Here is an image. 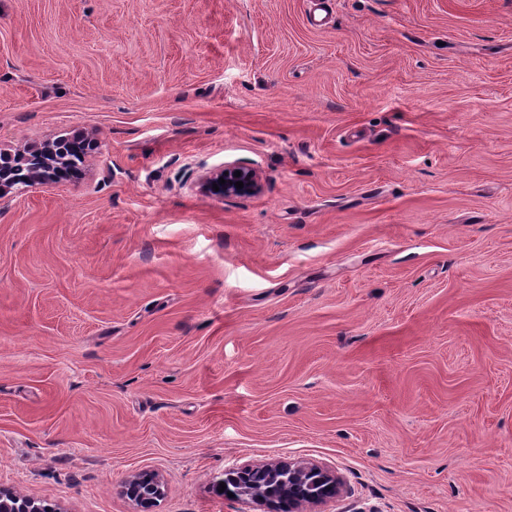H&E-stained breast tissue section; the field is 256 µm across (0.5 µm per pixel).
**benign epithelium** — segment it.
<instances>
[{
  "instance_id": "benign-epithelium-1",
  "label": "benign epithelium",
  "mask_w": 512,
  "mask_h": 512,
  "mask_svg": "<svg viewBox=\"0 0 512 512\" xmlns=\"http://www.w3.org/2000/svg\"><path fill=\"white\" fill-rule=\"evenodd\" d=\"M68 143L70 140L60 139L47 141L25 153L12 155L0 152V198L20 190V185L17 184L18 176L13 169L33 158L39 161V168L29 178L30 186L53 184L54 180L47 178V173L61 166L63 159L60 155L64 154V146ZM236 171L241 172V176H234ZM221 178L225 183H219ZM238 181L243 182V188H236L235 183ZM215 183L219 185L217 190L213 189ZM202 187L207 192L224 197L248 196L257 193L260 183L255 171L243 166H228L224 171L206 178ZM311 476L316 477L321 489L317 493L304 494L301 492L302 485ZM234 478L240 491L252 494L255 499L263 502L270 512L273 510L272 493L285 485L288 486L289 512H303L305 505L333 499L341 490V480L336 473L313 465L290 462H271L248 467L237 472ZM125 493L137 507L147 509L161 495L162 488L156 480L152 485L143 488L138 480L132 479L125 483Z\"/></svg>"
}]
</instances>
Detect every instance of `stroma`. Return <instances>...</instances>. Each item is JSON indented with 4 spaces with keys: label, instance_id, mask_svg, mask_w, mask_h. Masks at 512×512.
Masks as SVG:
<instances>
[{
    "label": "stroma",
    "instance_id": "obj_1",
    "mask_svg": "<svg viewBox=\"0 0 512 512\" xmlns=\"http://www.w3.org/2000/svg\"><path fill=\"white\" fill-rule=\"evenodd\" d=\"M73 136L0 198V490L512 512V0H0V150ZM240 171L241 176L235 177L234 172ZM228 172V175H225ZM223 177L225 184H219V178ZM237 181L243 182V188L237 189L235 183ZM213 183H216L219 187L218 191L213 189ZM202 187L205 191L213 193L219 196H248L257 193L260 189V183L258 176L255 171L243 166H228L224 167L220 173L206 178ZM286 476L288 489L282 494L278 512H303L306 504H317L333 499L341 490V480L335 472L313 465L290 462L259 464L238 471L231 477L236 479L240 492L252 493L253 497L263 502L270 512L275 511L271 495L276 489L284 486ZM310 476H316L321 489L318 493L303 494L300 489L306 480L311 478ZM126 496L141 509H148L149 506L162 493L161 485L153 479L150 486L142 488L137 479H132L125 483Z\"/></svg>",
    "mask_w": 512,
    "mask_h": 512
}]
</instances>
